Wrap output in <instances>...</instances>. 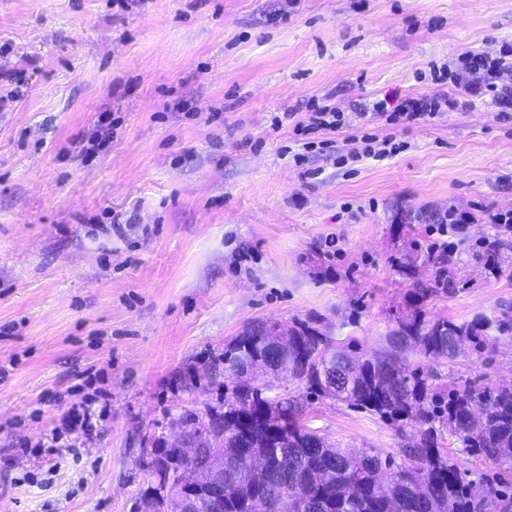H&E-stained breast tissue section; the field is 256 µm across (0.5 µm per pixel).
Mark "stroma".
Instances as JSON below:
<instances>
[{
    "label": "stroma",
    "instance_id": "stroma-1",
    "mask_svg": "<svg viewBox=\"0 0 512 512\" xmlns=\"http://www.w3.org/2000/svg\"><path fill=\"white\" fill-rule=\"evenodd\" d=\"M506 40L512 0H0V512H137L154 437L224 398L179 376L250 324L313 320L370 352L419 287L427 319L512 320V231L491 221L512 212V120L483 101L408 127L364 113ZM324 101L346 123L297 165L295 124ZM366 132L408 148L337 165ZM450 211L466 222L446 290L403 265ZM430 369L512 382V331ZM269 386L329 440L402 464L418 438ZM83 407L89 436L66 423ZM436 437L512 495L511 471Z\"/></svg>",
    "mask_w": 512,
    "mask_h": 512
}]
</instances>
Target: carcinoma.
I'll list each match as a JSON object with an SVG mask.
<instances>
[{
  "label": "carcinoma",
  "mask_w": 512,
  "mask_h": 512,
  "mask_svg": "<svg viewBox=\"0 0 512 512\" xmlns=\"http://www.w3.org/2000/svg\"><path fill=\"white\" fill-rule=\"evenodd\" d=\"M438 265L435 283L453 282L441 258L417 239L408 244L407 266L419 255ZM491 322L473 319L428 320L412 309L392 319L384 347L358 356L352 370L343 360L345 346L314 323L266 321L246 327L224 346L221 358L180 377L184 386L224 376L232 399L207 412L212 428L224 432V500H203L198 512H295L283 490L296 488L304 512H482L488 497L501 512L512 509V496L467 479L456 464L435 448V426L447 427L463 451L500 468L512 469V384H470L443 388L424 373L422 362L453 363L459 345L479 352L487 346ZM264 364L273 376L295 382L309 393L343 401L379 419L411 426L419 440L405 449L410 464L394 465L370 451L343 448L300 422L291 398L271 399L249 367ZM187 436L204 447L211 428L193 415L182 422ZM150 473L162 471L167 482L152 484L142 499L156 512L169 507L170 492L180 482L179 461L161 464L154 456Z\"/></svg>",
  "instance_id": "cac0c4a2"
}]
</instances>
